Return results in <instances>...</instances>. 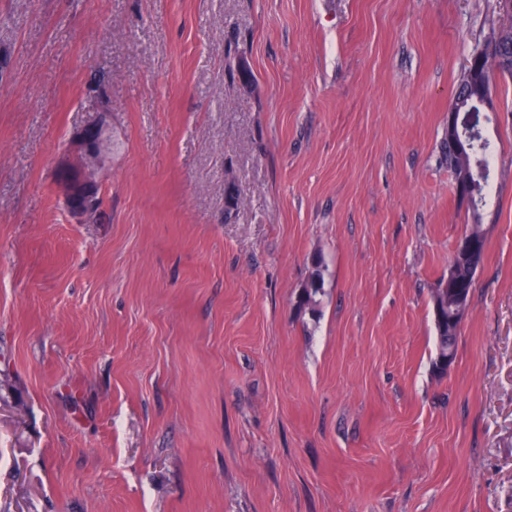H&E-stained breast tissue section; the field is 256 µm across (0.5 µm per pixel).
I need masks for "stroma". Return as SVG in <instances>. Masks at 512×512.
Wrapping results in <instances>:
<instances>
[{"instance_id":"stroma-1","label":"stroma","mask_w":512,"mask_h":512,"mask_svg":"<svg viewBox=\"0 0 512 512\" xmlns=\"http://www.w3.org/2000/svg\"><path fill=\"white\" fill-rule=\"evenodd\" d=\"M497 12L0 0V512H512V77L444 376L430 302L474 217L448 111ZM103 110L84 219L55 165Z\"/></svg>"}]
</instances>
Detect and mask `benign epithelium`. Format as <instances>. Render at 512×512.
I'll use <instances>...</instances> for the list:
<instances>
[{"label":"benign epithelium","mask_w":512,"mask_h":512,"mask_svg":"<svg viewBox=\"0 0 512 512\" xmlns=\"http://www.w3.org/2000/svg\"><path fill=\"white\" fill-rule=\"evenodd\" d=\"M466 72L469 85L465 90L456 92L455 105L448 113L450 139L462 134L465 125L480 129L484 112L493 109L491 81L480 70L478 55L471 56ZM108 116L107 111L99 113L97 119L79 133L56 166L57 185L69 209L83 218L90 217L100 202L98 175L112 151ZM456 250L470 259L473 270L481 268L483 256L478 254V243L474 236H461Z\"/></svg>","instance_id":"benign-epithelium-1"}]
</instances>
